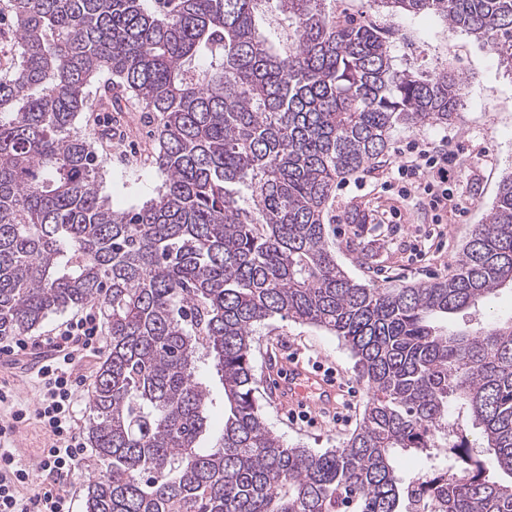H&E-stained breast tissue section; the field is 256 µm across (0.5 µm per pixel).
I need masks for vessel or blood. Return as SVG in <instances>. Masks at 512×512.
Here are the masks:
<instances>
[{"instance_id":"vessel-or-blood-1","label":"vessel or blood","mask_w":512,"mask_h":512,"mask_svg":"<svg viewBox=\"0 0 512 512\" xmlns=\"http://www.w3.org/2000/svg\"><path fill=\"white\" fill-rule=\"evenodd\" d=\"M276 393L282 401L313 410L334 408L340 390L336 383L292 363L286 364L276 380Z\"/></svg>"}]
</instances>
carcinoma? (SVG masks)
Returning <instances> with one entry per match:
<instances>
[{"label": "carcinoma", "instance_id": "1", "mask_svg": "<svg viewBox=\"0 0 512 512\" xmlns=\"http://www.w3.org/2000/svg\"><path fill=\"white\" fill-rule=\"evenodd\" d=\"M332 0H8L19 64L0 69V336L98 303L109 352L89 440L105 468L85 512H410L401 454L429 468L437 512H512V316L452 327L512 289V174L448 276L417 288L350 279L327 215L336 180L375 163L398 127L448 124L450 72L399 69L389 36ZM431 13L512 70V0H370ZM288 28L279 51L259 5ZM109 76L123 98L92 100ZM135 105L157 197L114 211L83 112ZM324 329L368 391L339 448L288 446L256 400L255 326ZM224 387L211 446L200 365ZM480 429L498 480L448 430Z\"/></svg>", "mask_w": 512, "mask_h": 512}]
</instances>
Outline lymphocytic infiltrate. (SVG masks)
<instances>
[{
  "instance_id": "obj_1",
  "label": "lymphocytic infiltrate",
  "mask_w": 512,
  "mask_h": 512,
  "mask_svg": "<svg viewBox=\"0 0 512 512\" xmlns=\"http://www.w3.org/2000/svg\"><path fill=\"white\" fill-rule=\"evenodd\" d=\"M396 172L407 184L421 189L430 210L460 208L458 197L448 188L451 173L446 160L414 146L408 156L402 157ZM103 346L99 321L90 312L61 323L46 335L12 337L0 345V354L19 358L39 347L53 352L52 358L36 369L40 388L37 417L52 435L40 468L50 471L53 480L33 493H25L33 474L11 452L8 438L0 435V512H73V498L59 478L69 474L78 459L88 453L78 432L80 381L74 377L73 368L75 362L96 356Z\"/></svg>"
}]
</instances>
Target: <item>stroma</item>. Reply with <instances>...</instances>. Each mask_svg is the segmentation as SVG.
Here are the masks:
<instances>
[{"instance_id":"obj_1","label":"stroma","mask_w":512,"mask_h":512,"mask_svg":"<svg viewBox=\"0 0 512 512\" xmlns=\"http://www.w3.org/2000/svg\"><path fill=\"white\" fill-rule=\"evenodd\" d=\"M337 11L393 33L390 52L398 67L424 73L451 71L462 76L466 90L457 118L448 125L432 124L393 132L383 166L336 182V208L327 229L336 244V261L355 281L377 286L428 282L445 276L456 265L475 225L486 223L498 186L512 173V71L500 65L490 47L428 14L394 15L368 0H336ZM135 112L110 119L96 112L80 114V131H95L94 147L104 159L102 195L124 210L156 196L163 177L146 158V138ZM413 140L429 142L435 154H446L454 179L451 187L463 210L434 217L394 180L397 149ZM374 203L387 224L380 237L345 221L347 208ZM443 237H435V230ZM316 360L335 369L355 397L347 421L317 420L303 426L288 419L287 407L273 401L269 378L289 356ZM252 365L256 396L269 428L288 445L318 451L340 446L358 426L367 400L353 372L346 346L334 335L307 325L275 319L257 326Z\"/></svg>"}]
</instances>
